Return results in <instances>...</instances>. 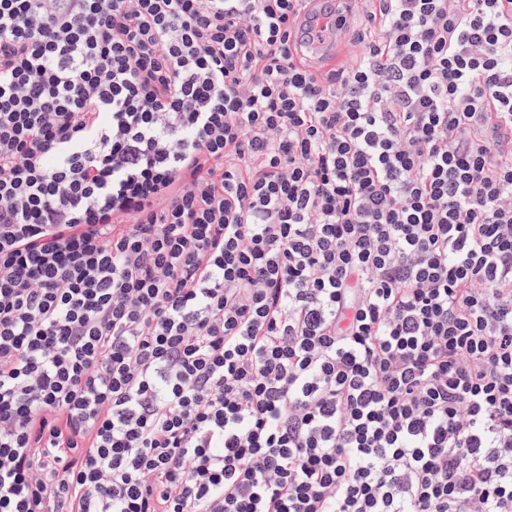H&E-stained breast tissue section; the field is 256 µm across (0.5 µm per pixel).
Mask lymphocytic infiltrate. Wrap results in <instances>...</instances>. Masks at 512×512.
Returning <instances> with one entry per match:
<instances>
[{"instance_id":"lymphocytic-infiltrate-1","label":"lymphocytic infiltrate","mask_w":512,"mask_h":512,"mask_svg":"<svg viewBox=\"0 0 512 512\" xmlns=\"http://www.w3.org/2000/svg\"><path fill=\"white\" fill-rule=\"evenodd\" d=\"M0 0V512H512V0ZM350 0H304L301 9L298 13V18L295 21L292 29V36L290 40L291 47L295 44V31L297 26L301 28L306 27L309 32H312L313 37L307 41L305 52L307 60L313 67H320L335 53L336 45L342 44L348 53H356L360 50L357 43L350 42L348 35H346V26H350L349 17L341 14V11L336 14V4H344ZM333 5V9H325V4ZM335 21V27L329 28L325 31V24L327 21ZM345 22L343 27L342 22Z\"/></svg>"}]
</instances>
